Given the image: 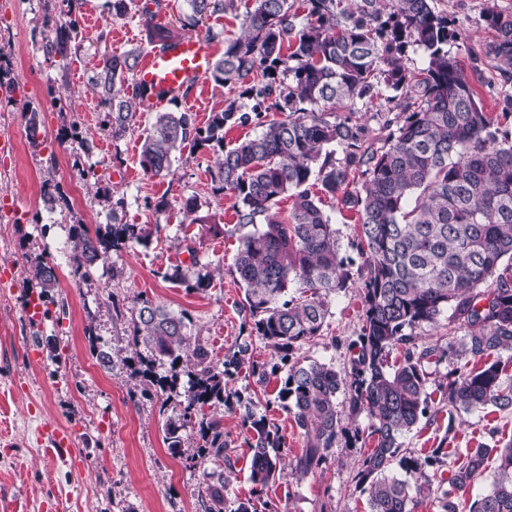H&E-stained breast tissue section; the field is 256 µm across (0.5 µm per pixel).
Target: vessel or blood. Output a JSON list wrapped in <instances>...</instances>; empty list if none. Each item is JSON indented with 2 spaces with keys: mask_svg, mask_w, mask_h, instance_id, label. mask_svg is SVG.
Listing matches in <instances>:
<instances>
[{
  "mask_svg": "<svg viewBox=\"0 0 512 512\" xmlns=\"http://www.w3.org/2000/svg\"><path fill=\"white\" fill-rule=\"evenodd\" d=\"M212 55L213 45L206 38L177 40L167 48L153 49L139 69L136 80L145 89L148 101L180 100L188 88L202 81ZM40 437L62 456L67 455L72 445L71 435L52 425L42 426Z\"/></svg>",
  "mask_w": 512,
  "mask_h": 512,
  "instance_id": "vessel-or-blood-1",
  "label": "vessel or blood"
}]
</instances>
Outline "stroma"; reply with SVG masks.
<instances>
[{
  "label": "stroma",
  "instance_id": "stroma-1",
  "mask_svg": "<svg viewBox=\"0 0 512 512\" xmlns=\"http://www.w3.org/2000/svg\"><path fill=\"white\" fill-rule=\"evenodd\" d=\"M128 14L112 20L107 0H83L80 8L81 49L66 68L46 61L42 46L54 31L44 24L42 0H0V58L7 63L11 88L0 90V137L11 138L14 150L0 158V204H7L9 224L0 223V267L13 269L15 282L0 288V512H201L212 464L194 461V433L184 435L181 453L164 443L163 425L178 409L177 397L161 401L143 393L129 359L131 341L123 326L113 324L108 299L120 301L125 313H134L143 297L168 309L187 312L191 332L208 341L214 359L238 343L249 342L252 359L273 364L277 357L267 341L252 335L251 321L242 309L243 290L233 273L242 234L236 223L232 195L211 190L209 170L216 156L206 149L184 148L173 174L152 177L140 167V146L151 121L142 110L135 127L124 138L112 140L100 128V116L88 79L103 56L136 48L148 53L152 45L139 11L144 0H134ZM154 24L168 28L177 39L223 31L215 40L216 54L224 42L239 36L241 11H226L182 27L185 0H159ZM448 15L457 33L452 52L462 60L467 75L487 111L497 112L512 85L494 70L485 48L494 38L484 15L495 9L512 15V0H434ZM238 89L202 80L178 111L193 110L198 123L237 98ZM37 108L43 125L37 141H30L24 110ZM76 127L89 149L68 151L59 146L61 128ZM95 169L103 185L117 187L125 201L124 219L131 224L159 225L158 233L112 254L97 265L89 281L75 282L69 264L68 232L73 222L96 227L109 221V206L96 196L83 178ZM58 184L71 204L70 211H51L41 197L44 181ZM165 199L167 209L154 213L146 200ZM197 199L200 215L217 224L211 232L184 221L182 204ZM195 254H188V247ZM51 257L57 265L59 285L52 299L30 275V263ZM211 272L210 287L195 292L184 284L162 279L173 265ZM120 276H113V269ZM41 298L43 319L25 314L29 298ZM96 314L103 343L116 361L113 370L101 368L84 336L88 314ZM364 319L359 280L331 302V314L320 336L297 351V359L311 358L343 370L348 346L360 334ZM37 344L41 359L29 358ZM465 359L450 357L432 367L427 383L431 394L430 417L421 419L400 440L405 457L426 460L435 449L445 452L443 474H450L470 449L491 447L512 438V409L470 414L452 409L437 387L449 374L463 370ZM280 377L265 384L245 375L234 376L230 391L249 397L264 410L286 439L281 453L294 462L305 439L292 416L280 405ZM224 441L231 450L234 478L224 491L228 506L250 501L254 512H368L367 495L354 476L374 446L372 439L338 441L324 470L304 476L285 472L275 484L261 488L249 479V443L253 434L244 427L238 408H221ZM55 424L71 432L73 445L66 457L49 456L37 429Z\"/></svg>",
  "mask_w": 512,
  "mask_h": 512
}]
</instances>
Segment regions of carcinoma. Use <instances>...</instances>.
<instances>
[{
  "label": "carcinoma",
  "mask_w": 512,
  "mask_h": 512,
  "mask_svg": "<svg viewBox=\"0 0 512 512\" xmlns=\"http://www.w3.org/2000/svg\"><path fill=\"white\" fill-rule=\"evenodd\" d=\"M76 2L61 0L60 13L70 22L55 28L54 38L42 46L45 59L63 62L81 48L72 19ZM186 2V26L235 7L234 0ZM305 2L299 23L289 0H254L241 34L224 42V54L207 73L218 84L239 87V98L204 125L191 112L154 113L140 152V166L152 177L170 175L177 152L187 145L218 154L209 170L213 191L234 195L237 224L247 229L233 269L244 290L243 310L279 362L268 368L252 361L246 344L216 362L207 342L191 335L186 312L142 299L132 326V345L144 366L136 374L147 389L164 394L177 390L187 373L179 414L164 424L165 444L179 453L189 428L198 439V459L217 467L201 497L203 512H250L244 502L226 510L227 478L219 467L230 462L229 448L221 420L205 408L241 402L239 393L226 390L233 376L244 371L264 384L284 366L278 399L306 438L296 473L323 468L341 437L360 436L355 422L364 414L375 446L357 478L370 512H416L426 500L437 512H463L458 492L482 475L492 452L498 465L489 489L468 512H512V440L468 452L448 479L425 473L412 458L400 461L409 478L391 473L400 438L430 412V365L456 353L477 362L440 386L455 410L512 409V374L499 357L512 351V133L501 123L512 117V97H504L499 113L485 109L458 54L448 49L455 32L434 0ZM141 16L151 41H169L168 30L152 25L154 12L146 3ZM486 23L494 31L486 54L501 76L512 79V16L489 10ZM410 45L426 59L416 73L403 63ZM285 47L291 49L289 66ZM139 65L137 49L105 55L90 77L101 127L114 140L136 125L138 108L145 105V91L135 79ZM381 96L402 112L385 145L369 150L363 147L365 129L336 113L353 112ZM271 112L285 118L270 119ZM252 124L261 128L259 134L224 144L229 128ZM338 147L345 152L341 165L334 158ZM353 172L363 179L360 193L346 191ZM314 176L358 218L364 321L342 373L327 363L294 358L302 344L321 335L331 299L352 277V260L341 255L330 217L307 188ZM287 193L293 207L282 219L272 208ZM44 196L53 208H70L66 194L48 181ZM110 206L112 223L93 232L80 222L70 226L72 273L83 282L112 252L152 234L148 224L123 221V200ZM30 272L44 290L56 287L47 259L37 260ZM162 278L195 291L211 281L208 272L189 278L180 264ZM446 311L448 346L417 342L415 329L437 324ZM84 336L99 365L112 370L96 317L88 316ZM397 347L402 362L394 368L388 358ZM157 363L168 364L170 373L157 374ZM242 422L254 433L250 480L264 488L279 477L285 439L251 403L244 404Z\"/></svg>",
  "instance_id": "obj_1"
}]
</instances>
